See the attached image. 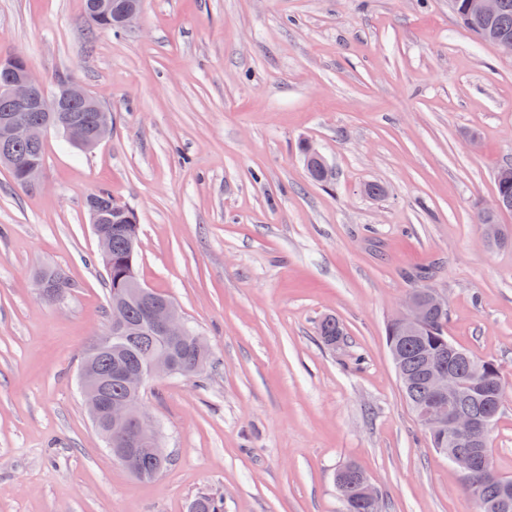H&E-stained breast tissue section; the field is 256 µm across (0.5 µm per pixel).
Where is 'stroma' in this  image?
<instances>
[{
  "mask_svg": "<svg viewBox=\"0 0 512 512\" xmlns=\"http://www.w3.org/2000/svg\"><path fill=\"white\" fill-rule=\"evenodd\" d=\"M25 53L112 114L92 149L45 138L39 190L0 166V512H342L359 466L383 512H478L406 403L386 330L414 275L447 295L448 334L506 380L490 436L512 477V230L494 205L512 164V57L449 0H145L139 25L93 26L83 0H0V58ZM314 143L333 179L309 177ZM380 184L372 196L367 185ZM140 224L141 282L206 340L199 377L144 393L173 462L151 481L116 462L80 394L109 326L86 200ZM71 283L48 302L35 274ZM336 316L346 340L324 345Z\"/></svg>",
  "mask_w": 512,
  "mask_h": 512,
  "instance_id": "1",
  "label": "stroma"
}]
</instances>
